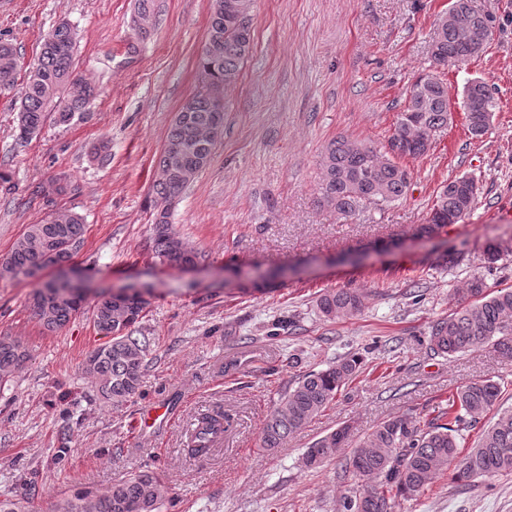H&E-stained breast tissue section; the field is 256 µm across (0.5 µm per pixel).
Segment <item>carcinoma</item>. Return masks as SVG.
I'll use <instances>...</instances> for the list:
<instances>
[{"mask_svg":"<svg viewBox=\"0 0 512 512\" xmlns=\"http://www.w3.org/2000/svg\"><path fill=\"white\" fill-rule=\"evenodd\" d=\"M255 0H212L207 38L199 56L200 89L186 99L176 113L160 153L158 177L153 183L154 222L152 253L162 265L182 269L195 265L201 252L173 228L172 215L182 194L212 159L217 139L209 137L217 97L240 76L253 46ZM156 0H137L132 30L137 40L147 39L156 19ZM489 34L487 18L475 11L470 0H453L433 23L429 45L431 69L411 83L407 103L398 113L389 146L399 145L396 156L418 158L431 148L437 133L451 119L448 84L441 72L480 56ZM75 32L68 22L54 26L40 43L37 64L18 91L19 139L27 142L41 133L47 120L68 125L87 115L97 97L94 84L79 78L74 69ZM18 54L13 44L0 39V93L16 87ZM462 108L467 113L471 136L479 138L490 127L495 99L488 85L469 82L463 90ZM319 202L336 214L350 216L363 204L386 206L404 199L411 187L410 174L371 143L338 136L321 156ZM479 187L472 176H461L437 191L426 223L418 236H431L440 228L457 224L472 210ZM85 224L76 212L50 210L37 224L26 226L10 254L0 262V276L33 278L51 264L71 260L84 243ZM285 269L256 274V282L274 287ZM57 279L38 288L30 304L33 315L48 332L61 329L79 311L84 294ZM456 299L455 309L436 321L429 334L430 349L453 357L483 345H492L512 359V288L489 293L483 280L472 278ZM366 293L359 288H340L324 293L318 308L324 318L335 320L360 313ZM145 300L135 294L127 300L112 291L98 295L93 322L108 341L87 357L84 370L92 377L101 399L120 405L139 389L141 370L150 346L149 338L135 335L134 327ZM23 344L0 336V383L27 360ZM355 355L337 359L325 369L302 375L268 415L260 432L262 447L279 448L288 436L317 417L359 371ZM499 383L491 378L470 381L448 397V407L429 420L394 416L363 437L343 462L344 470L373 481L369 488L345 495L340 512H392L398 497L417 496L439 473L457 463L456 479L491 478L512 472V410L480 428L466 454L465 433L475 429L496 404ZM224 411L200 413L187 433L186 454L208 456L224 438ZM350 427L341 426L317 439L305 455L313 468L335 458L348 445ZM167 488L152 472H139L118 482L105 495L78 491L59 505V512H159Z\"/></svg>","mask_w":512,"mask_h":512,"instance_id":"cac0c4a2","label":"carcinoma"}]
</instances>
